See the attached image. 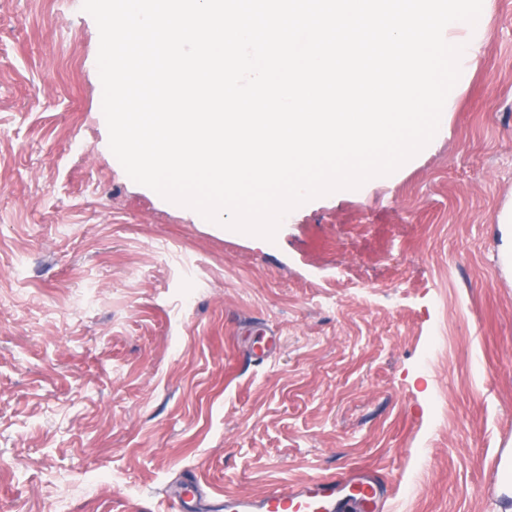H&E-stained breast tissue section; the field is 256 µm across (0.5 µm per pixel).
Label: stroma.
I'll use <instances>...</instances> for the list:
<instances>
[{
  "label": "stroma",
  "mask_w": 512,
  "mask_h": 512,
  "mask_svg": "<svg viewBox=\"0 0 512 512\" xmlns=\"http://www.w3.org/2000/svg\"><path fill=\"white\" fill-rule=\"evenodd\" d=\"M82 0H0V512H173L369 466L496 512L512 449V0L393 174L274 240L133 182Z\"/></svg>",
  "instance_id": "1"
}]
</instances>
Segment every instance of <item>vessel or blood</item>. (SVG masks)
<instances>
[{
    "instance_id": "vessel-or-blood-1",
    "label": "vessel or blood",
    "mask_w": 512,
    "mask_h": 512,
    "mask_svg": "<svg viewBox=\"0 0 512 512\" xmlns=\"http://www.w3.org/2000/svg\"><path fill=\"white\" fill-rule=\"evenodd\" d=\"M224 512H387L384 481L365 475L322 477L306 487L280 486L260 502L240 495H217Z\"/></svg>"
}]
</instances>
